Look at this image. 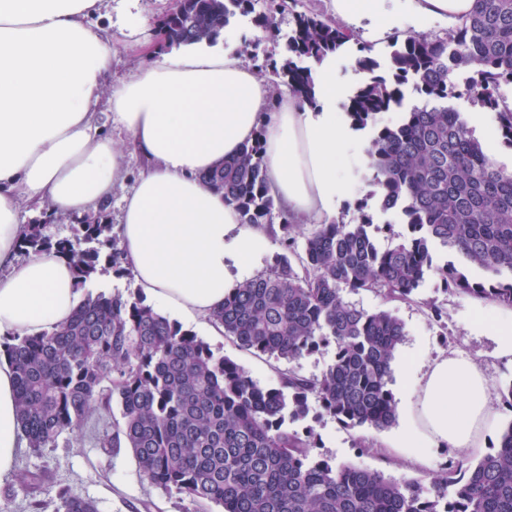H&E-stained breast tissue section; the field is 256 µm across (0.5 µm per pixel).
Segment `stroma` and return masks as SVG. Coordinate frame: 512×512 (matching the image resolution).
Listing matches in <instances>:
<instances>
[{
	"label": "stroma",
	"mask_w": 512,
	"mask_h": 512,
	"mask_svg": "<svg viewBox=\"0 0 512 512\" xmlns=\"http://www.w3.org/2000/svg\"><path fill=\"white\" fill-rule=\"evenodd\" d=\"M168 4L169 0H104L94 20L106 29L112 41L113 83L126 79L139 64L136 42L154 43L156 21ZM232 30L251 42L250 61L260 74L272 77L275 58L273 42L248 16H236ZM98 123L102 135L111 137L126 152L123 190L113 193L104 210L108 223L115 225L119 222L123 206L122 195L133 190L142 161L126 134L113 125L109 103L101 104ZM341 163L347 188L336 215L337 220L355 224L361 213L365 212L373 218L375 237L380 247L386 248L402 241L407 227L400 214L381 211L377 200L367 196L366 187L371 175L367 155L360 143H351L342 148ZM350 300L368 310L389 308L404 325L406 337L392 363L389 382L397 413L405 411L407 389L414 387L429 364L442 355H454L478 363L490 389L512 384V363L495 357L493 337L474 323L476 316L482 313H494L510 321L512 308L470 296L447 294L440 279L433 274L426 278L416 296L410 300L387 301L370 292L351 295ZM431 302L444 309L442 321L437 322L430 317L427 305ZM191 329L206 341L215 355L231 358L256 380L270 386L278 385L279 371L287 368L308 377L320 374L334 356L333 349L322 348L291 362L276 360L241 349L225 337L211 335L208 320L192 324ZM511 423L512 410L500 407L498 417L490 421L485 429L480 448L471 451L430 448L424 460L418 463L410 460L409 449L392 447L396 428L382 432L347 429L329 416L306 421L317 437V446L313 450L315 456L374 469L391 479L414 478L425 484L443 474L449 463L461 461L468 466L476 464L484 454L493 451L500 434ZM113 429L112 415H97L79 427L64 432L56 447L37 452L27 447L21 450L18 467L45 472L50 478V491L44 496L42 512H55L56 493L62 487L94 500L98 512H219L216 505H200L150 484L142 476L137 461L128 449L101 447L100 437ZM362 437L372 442L373 451H361L357 442Z\"/></svg>",
	"instance_id": "obj_1"
}]
</instances>
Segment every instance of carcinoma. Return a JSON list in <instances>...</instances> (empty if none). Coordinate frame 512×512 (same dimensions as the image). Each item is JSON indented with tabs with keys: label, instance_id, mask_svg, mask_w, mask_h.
I'll list each match as a JSON object with an SVG mask.
<instances>
[{
	"label": "carcinoma",
	"instance_id": "cac0c4a2",
	"mask_svg": "<svg viewBox=\"0 0 512 512\" xmlns=\"http://www.w3.org/2000/svg\"><path fill=\"white\" fill-rule=\"evenodd\" d=\"M287 0H269L257 27L270 31ZM253 0H173L157 23V52L172 46L213 44ZM356 40L335 21L299 12L285 44L281 83L313 101L310 71L296 60L320 59ZM392 68L363 55L372 74L350 99L347 112L363 127L401 105L413 83L425 102L393 126L377 129L367 149L372 194L408 225L403 242L382 249L363 214L357 224H292L270 194L261 136L202 175L241 223L281 219L291 256L232 289L210 321L240 348L289 361L321 347L335 348L321 374L279 372L263 386L242 366L147 302L140 294L84 296L72 317L37 336L0 337V357L11 364L20 427L35 451L118 404L122 424L100 440L127 448L151 484L222 512H512V423L498 448L475 465H448L426 486L394 481L378 470L316 459L313 429L288 427L310 413L345 428L382 432L396 421L388 389L391 364L403 343V324L390 310H366L345 294L371 292L407 300L429 273L445 291L512 306V173L486 154L448 100L467 94L496 113L512 147V109L502 107L512 84V0H474L469 14L445 36L393 38ZM468 73L464 88L448 79ZM279 83V84H281ZM274 84L273 93H278ZM87 247L54 240L47 224H30L24 252L67 256L86 287L101 264L116 267L122 254L105 216L80 225ZM303 242H298L297 237ZM441 246L488 272L471 278L454 263L434 265ZM16 484L34 512L46 484L42 471H16ZM56 512H98L96 503L58 490Z\"/></svg>",
	"mask_w": 512,
	"mask_h": 512
}]
</instances>
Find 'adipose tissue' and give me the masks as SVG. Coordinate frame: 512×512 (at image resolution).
<instances>
[{
	"label": "adipose tissue",
	"instance_id": "obj_1",
	"mask_svg": "<svg viewBox=\"0 0 512 512\" xmlns=\"http://www.w3.org/2000/svg\"><path fill=\"white\" fill-rule=\"evenodd\" d=\"M472 3L331 0V9L343 26L379 40L452 28ZM99 9L100 0H0L1 336L47 332L82 300L65 257H20V207L76 220L120 186L125 155L96 125L102 98L144 161L120 218L124 265L148 301L183 321L210 317L269 250L267 231L242 223L203 172L259 136L271 192L291 218L323 223L345 195L339 151L355 132L336 109L333 57L311 66L315 103L289 93L274 111L270 81L232 48L172 52L111 87V41L90 22ZM408 398L397 438L420 454L480 447L497 414L482 370L455 356L435 360ZM25 443L14 372L0 360V478L12 475Z\"/></svg>",
	"mask_w": 512,
	"mask_h": 512
}]
</instances>
